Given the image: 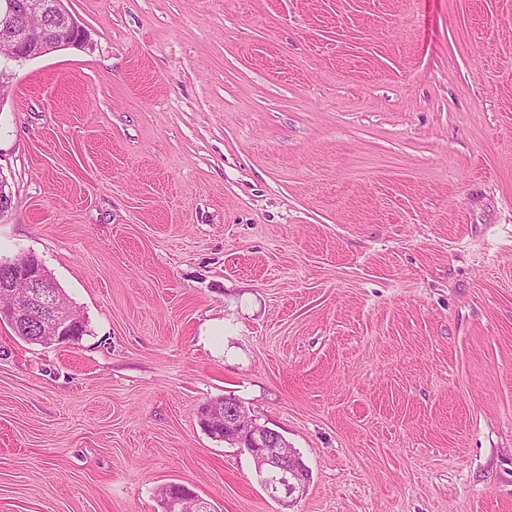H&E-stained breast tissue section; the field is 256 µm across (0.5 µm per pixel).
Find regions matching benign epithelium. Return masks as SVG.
<instances>
[{
  "instance_id": "obj_1",
  "label": "benign epithelium",
  "mask_w": 512,
  "mask_h": 512,
  "mask_svg": "<svg viewBox=\"0 0 512 512\" xmlns=\"http://www.w3.org/2000/svg\"><path fill=\"white\" fill-rule=\"evenodd\" d=\"M44 14L42 0H0V39L12 45V51L3 62H16L28 58V53H47L71 46L85 45L87 33L72 22H60L44 36L32 39L24 27L28 16ZM17 280L27 284L28 292L9 295V301L0 304V311L23 325L49 329V339L57 341L65 334L78 330L79 320L72 310L59 306L53 291L54 284L22 270ZM211 431L224 433V442L232 447L244 448L256 460L257 474L270 494L291 497L304 489L306 470L300 458L287 445L276 430L260 425L237 403L228 402L217 411H209ZM168 512H210L208 504L192 491L185 489L173 495Z\"/></svg>"
}]
</instances>
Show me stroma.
I'll return each instance as SVG.
<instances>
[{
	"label": "stroma",
	"instance_id": "obj_1",
	"mask_svg": "<svg viewBox=\"0 0 512 512\" xmlns=\"http://www.w3.org/2000/svg\"><path fill=\"white\" fill-rule=\"evenodd\" d=\"M63 4L86 46L0 97V260L85 331L0 324V512H512V0ZM235 397H224L209 404V424L212 432H224V442L231 447L245 448L257 462L261 484L272 496L284 494L290 498L302 491L307 483L306 470L300 458L276 430L260 425L237 403ZM240 402V401H239ZM224 407L213 411V408ZM170 512H210L208 504L198 498L189 489L180 490L177 494L173 495V500L168 508Z\"/></svg>",
	"mask_w": 512,
	"mask_h": 512
}]
</instances>
